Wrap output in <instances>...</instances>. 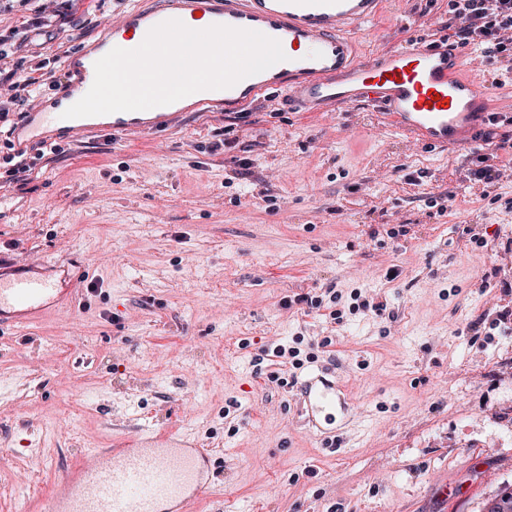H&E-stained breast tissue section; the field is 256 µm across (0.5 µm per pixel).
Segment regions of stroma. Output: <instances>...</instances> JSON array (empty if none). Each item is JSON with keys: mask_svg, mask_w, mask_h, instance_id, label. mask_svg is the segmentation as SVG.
<instances>
[{"mask_svg": "<svg viewBox=\"0 0 512 512\" xmlns=\"http://www.w3.org/2000/svg\"><path fill=\"white\" fill-rule=\"evenodd\" d=\"M447 36L448 0H385L362 43ZM62 147L0 193V276L85 269L74 309L0 338V512H40L144 425L212 449L196 512H483L512 488V177L469 179L512 148L432 153L371 107L278 95ZM329 290L387 310L337 325L296 301ZM298 336L333 339V449L265 353Z\"/></svg>", "mask_w": 512, "mask_h": 512, "instance_id": "obj_1", "label": "stroma"}]
</instances>
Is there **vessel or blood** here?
Listing matches in <instances>:
<instances>
[{"label":"vessel or blood","instance_id":"b4317fda","mask_svg":"<svg viewBox=\"0 0 512 512\" xmlns=\"http://www.w3.org/2000/svg\"><path fill=\"white\" fill-rule=\"evenodd\" d=\"M384 0H137L106 24L103 37L70 56L75 75L61 99L90 88L97 60L113 48H137L148 31L177 19L261 32L280 41L287 59L235 86L202 90L174 103L141 111L73 119L35 112L25 142H47L89 133H153L186 112L239 111L256 98L280 92L289 107L312 112L323 105L365 103L381 110L398 132L432 149L476 143L483 124L499 113L497 99L478 80L459 76L462 55L453 45L412 41L384 59L360 53L361 32L381 17ZM82 266L69 267L67 282L19 274L0 279V334L17 332L48 313L75 306ZM297 398L319 435L333 433L344 389L325 373L307 375ZM210 453L180 436L141 429L111 452L81 467L41 506L42 512H192L212 488Z\"/></svg>","mask_w":512,"mask_h":512}]
</instances>
